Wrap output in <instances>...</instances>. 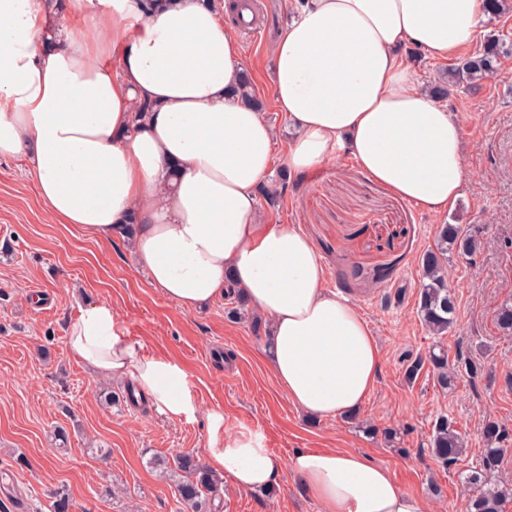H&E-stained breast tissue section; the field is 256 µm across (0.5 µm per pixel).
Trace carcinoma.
Listing matches in <instances>:
<instances>
[{
	"mask_svg": "<svg viewBox=\"0 0 512 512\" xmlns=\"http://www.w3.org/2000/svg\"><path fill=\"white\" fill-rule=\"evenodd\" d=\"M506 42L498 36L487 40L483 51L474 57H467L432 86L433 93L440 99L448 97V87L466 83L476 88L493 76ZM241 101L255 105L252 82L249 74H244L236 89ZM458 253L469 259L480 252L479 239L463 232L457 224L441 225L435 248L420 257L423 283L418 300V312L425 328L433 336H442L454 322L455 296L447 280L448 254ZM497 326L505 336L512 335V303H503L496 318ZM429 362L433 367L436 381L446 390L455 385L458 370L448 364V354L441 351L430 353ZM481 437L485 443L479 467L464 477L465 483L475 495L469 501V512H502L509 492L491 484L487 475L499 468L505 452L512 446V435L501 422L488 418L482 423ZM464 447L460 433L446 415L437 418L429 439L433 456L443 464L451 463ZM176 470L183 473L178 484L181 504L186 512H206L207 501L218 496V481L211 472L189 453L173 459Z\"/></svg>",
	"mask_w": 512,
	"mask_h": 512,
	"instance_id": "obj_1",
	"label": "carcinoma"
}]
</instances>
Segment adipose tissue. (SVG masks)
Masks as SVG:
<instances>
[{"label":"adipose tissue","mask_w":512,"mask_h":512,"mask_svg":"<svg viewBox=\"0 0 512 512\" xmlns=\"http://www.w3.org/2000/svg\"><path fill=\"white\" fill-rule=\"evenodd\" d=\"M271 46L276 111L294 130L290 170L351 156L373 182L441 213L468 180L462 125L424 88V60L467 51L483 32L481 0H295ZM246 67L208 0H0V157L26 160L61 224L100 242L135 223L133 247L153 288L194 311L235 288L270 322L265 359L298 409L359 410L383 356L358 307L325 286L327 268L296 224L254 220L274 164L273 126L235 90ZM152 106L139 116L140 103ZM71 353L128 379L160 414L195 419L176 362L123 336L112 305L80 308ZM209 416L212 469L240 491L290 471L320 512H429L368 455L318 448L281 459L258 432L225 436Z\"/></svg>","instance_id":"adipose-tissue-1"}]
</instances>
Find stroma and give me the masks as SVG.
Here are the masks:
<instances>
[{
    "mask_svg": "<svg viewBox=\"0 0 512 512\" xmlns=\"http://www.w3.org/2000/svg\"><path fill=\"white\" fill-rule=\"evenodd\" d=\"M241 37L253 66L256 95L277 132L270 185L283 189L279 207L259 204L260 222L300 225L329 270L327 288L364 314L384 357L377 387L356 417H307L280 392L262 357L266 340L250 319L228 313L220 300L190 312L153 288L128 239L99 244L74 225L58 224L39 201L24 162L0 158V512H52L66 492L71 512H181L177 478L154 467L181 453L207 460L206 415L224 416V433H262L281 458L301 449L367 453L404 488L421 493L431 512H466L471 496L462 477L478 466L480 427L494 418L512 429V336L496 323L512 299V50L475 92L451 90L445 104L461 120L471 179L455 205L433 214L391 195L352 158L323 164L314 176L281 179L293 129L271 104L261 67L293 16L292 0H251L261 38ZM442 224L461 225L482 242L475 261L450 255L455 319L441 338L417 314L421 255ZM112 305L124 335L145 354L181 365L200 412L172 418L127 397L125 381L92 373L70 352L68 325L80 306ZM449 362L471 358L494 379L460 375L442 390L427 357L434 345ZM424 364L415 378L406 369ZM453 420L466 446L454 462L435 460L428 438L438 416ZM397 433L386 444L385 430ZM215 512H319L300 481L283 472L268 491H239L222 475Z\"/></svg>",
    "mask_w": 512,
    "mask_h": 512,
    "instance_id": "obj_1",
    "label": "stroma"
}]
</instances>
